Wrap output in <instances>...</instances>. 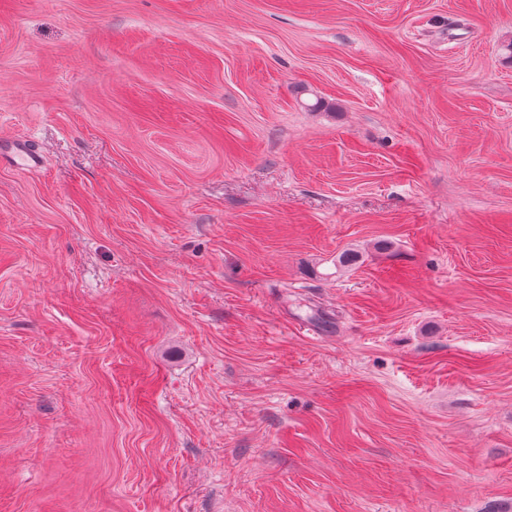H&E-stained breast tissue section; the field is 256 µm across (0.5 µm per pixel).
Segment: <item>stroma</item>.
<instances>
[{"label": "stroma", "instance_id": "1", "mask_svg": "<svg viewBox=\"0 0 512 512\" xmlns=\"http://www.w3.org/2000/svg\"><path fill=\"white\" fill-rule=\"evenodd\" d=\"M510 43L0 0V512H512ZM1 141L0 159H5L21 170H35L43 165V155L31 144L23 140H12L7 145Z\"/></svg>", "mask_w": 512, "mask_h": 512}]
</instances>
